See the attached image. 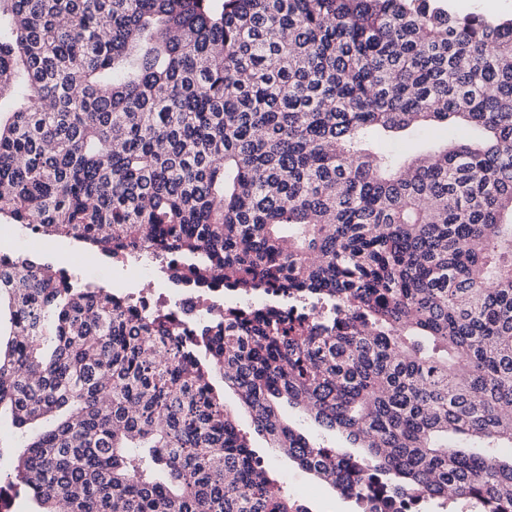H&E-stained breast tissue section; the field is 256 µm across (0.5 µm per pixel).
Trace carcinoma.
<instances>
[{"mask_svg": "<svg viewBox=\"0 0 512 512\" xmlns=\"http://www.w3.org/2000/svg\"><path fill=\"white\" fill-rule=\"evenodd\" d=\"M0 221L179 261L272 304L202 353L105 286L0 254V482L36 512H512V19L441 0H0ZM434 122L474 142L402 156ZM324 299L313 322L290 299ZM364 448L286 424L280 401ZM224 404L237 416L238 428L263 458L264 467L289 496L304 505L309 512H354L353 502L342 497L332 485L301 469L288 457L271 452L268 440L253 430L249 413L240 406L236 393L225 387ZM27 434H33L36 429L32 426L22 429ZM22 430L17 429L10 417L2 415L0 420V448L3 455L0 457V473L11 469L13 461L20 455L22 446Z\"/></svg>", "mask_w": 512, "mask_h": 512, "instance_id": "carcinoma-1", "label": "carcinoma"}]
</instances>
